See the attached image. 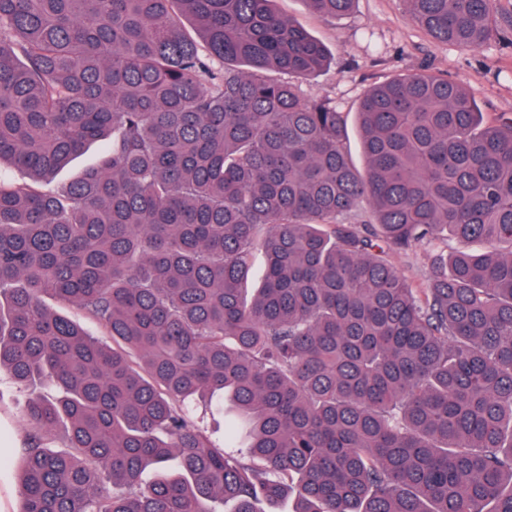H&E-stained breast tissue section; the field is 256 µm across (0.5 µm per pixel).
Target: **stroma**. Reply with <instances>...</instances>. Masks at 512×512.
I'll return each instance as SVG.
<instances>
[{"label": "stroma", "instance_id": "obj_1", "mask_svg": "<svg viewBox=\"0 0 512 512\" xmlns=\"http://www.w3.org/2000/svg\"><path fill=\"white\" fill-rule=\"evenodd\" d=\"M275 10L298 21L328 48L329 66L301 84L309 99L329 98L349 115V145L361 159L355 117L359 99L373 84L401 73H425L454 81L472 92L482 112L512 113V0H497L500 39L479 49H462L433 40L411 23L403 0H355L343 18L325 20L306 0H274ZM47 382L20 385L0 374V419L11 423L10 438L21 443L19 418L31 398L54 396Z\"/></svg>", "mask_w": 512, "mask_h": 512}]
</instances>
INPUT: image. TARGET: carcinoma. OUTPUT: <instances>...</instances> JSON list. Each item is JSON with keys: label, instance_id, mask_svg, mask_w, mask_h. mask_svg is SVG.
<instances>
[{"label": "carcinoma", "instance_id": "1", "mask_svg": "<svg viewBox=\"0 0 512 512\" xmlns=\"http://www.w3.org/2000/svg\"><path fill=\"white\" fill-rule=\"evenodd\" d=\"M272 2L0 0V171L30 178L0 175V373L61 391L23 415L20 512H512V114L394 75L360 166ZM404 2L498 37L495 0ZM430 245L417 288L391 257ZM101 148L93 146L86 154L75 159L68 168H66L57 178V182L66 183L67 181L80 176L83 171L96 164ZM46 302L56 313L74 320L84 322L86 328L93 336H99L100 338L107 341L109 344H112L111 340L107 336H102L101 328L97 324L86 320L84 316L76 308L68 304L58 303L52 299H47Z\"/></svg>", "mask_w": 512, "mask_h": 512}]
</instances>
